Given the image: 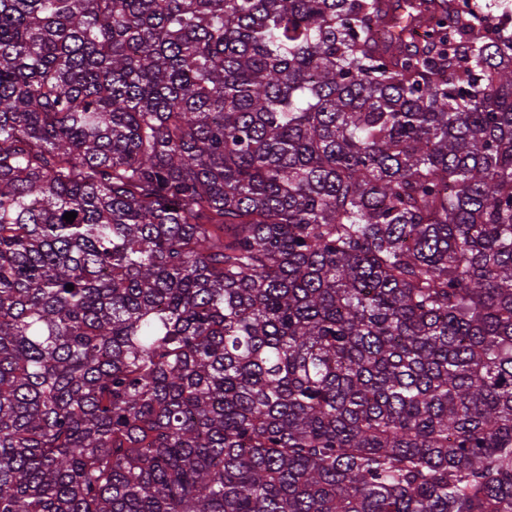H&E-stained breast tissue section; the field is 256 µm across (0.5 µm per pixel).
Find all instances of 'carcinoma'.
I'll use <instances>...</instances> for the list:
<instances>
[{
    "label": "carcinoma",
    "instance_id": "carcinoma-1",
    "mask_svg": "<svg viewBox=\"0 0 512 512\" xmlns=\"http://www.w3.org/2000/svg\"><path fill=\"white\" fill-rule=\"evenodd\" d=\"M462 2L0 0V512H512Z\"/></svg>",
    "mask_w": 512,
    "mask_h": 512
}]
</instances>
